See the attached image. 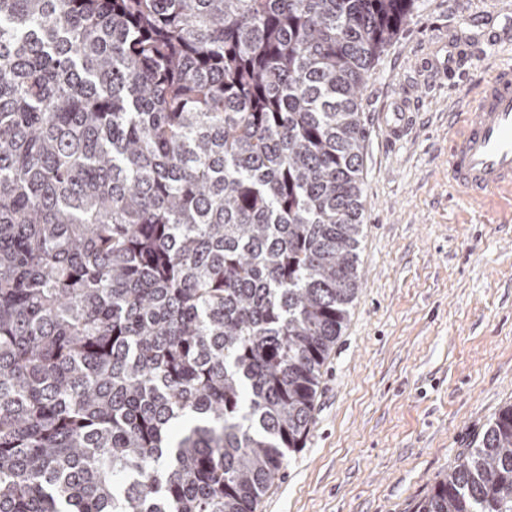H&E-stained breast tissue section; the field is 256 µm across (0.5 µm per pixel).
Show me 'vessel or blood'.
Wrapping results in <instances>:
<instances>
[{
    "label": "vessel or blood",
    "instance_id": "b4317fda",
    "mask_svg": "<svg viewBox=\"0 0 512 512\" xmlns=\"http://www.w3.org/2000/svg\"><path fill=\"white\" fill-rule=\"evenodd\" d=\"M462 132L448 147V174L470 199L512 188V66L481 83L473 111L458 113Z\"/></svg>",
    "mask_w": 512,
    "mask_h": 512
}]
</instances>
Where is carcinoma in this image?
I'll return each instance as SVG.
<instances>
[{
  "label": "carcinoma",
  "mask_w": 512,
  "mask_h": 512,
  "mask_svg": "<svg viewBox=\"0 0 512 512\" xmlns=\"http://www.w3.org/2000/svg\"><path fill=\"white\" fill-rule=\"evenodd\" d=\"M417 0H0V512H255L361 281L359 98ZM418 512H512V404Z\"/></svg>",
  "instance_id": "cac0c4a2"
}]
</instances>
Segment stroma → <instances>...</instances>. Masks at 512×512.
Instances as JSON below:
<instances>
[{
  "label": "stroma",
  "mask_w": 512,
  "mask_h": 512,
  "mask_svg": "<svg viewBox=\"0 0 512 512\" xmlns=\"http://www.w3.org/2000/svg\"><path fill=\"white\" fill-rule=\"evenodd\" d=\"M512 15V0H418L361 94V284L326 362L313 424L257 512H418L512 403V189L472 201L448 181L452 112L512 65V40L467 47L462 72L427 62L450 35ZM406 102L403 136L378 117Z\"/></svg>",
  "instance_id": "35a3bbf8"
}]
</instances>
